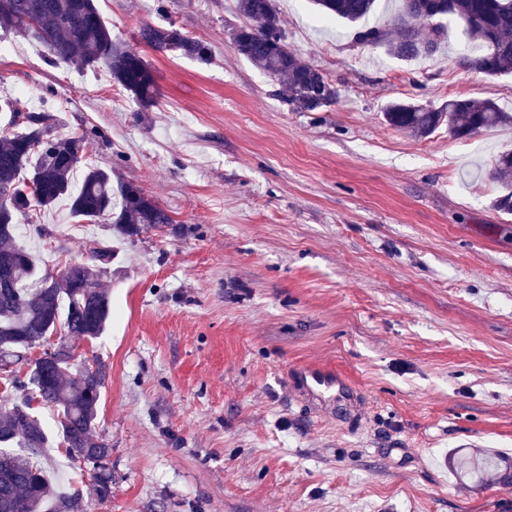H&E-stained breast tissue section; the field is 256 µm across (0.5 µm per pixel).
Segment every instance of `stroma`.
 Here are the masks:
<instances>
[{
    "mask_svg": "<svg viewBox=\"0 0 512 512\" xmlns=\"http://www.w3.org/2000/svg\"><path fill=\"white\" fill-rule=\"evenodd\" d=\"M112 36L138 46L159 91L135 105L102 68L51 64L0 28V99L46 109L57 133L96 129L88 163L115 170L172 224L117 237L66 203L17 215L42 272L109 247L112 312L73 339L107 367L96 437L112 448V495L90 465L51 449L87 512H512V484L454 477L449 455L512 458V215L491 169L512 124L456 139L391 128L384 108L491 100L512 113V75L465 67L463 24L415 61L318 26L310 0H274L285 41L337 90L291 111L279 84L232 46L237 0H95ZM175 24L209 61L138 45ZM343 372L355 412L306 399L292 373Z\"/></svg>",
    "mask_w": 512,
    "mask_h": 512,
    "instance_id": "35a3bbf8",
    "label": "stroma"
}]
</instances>
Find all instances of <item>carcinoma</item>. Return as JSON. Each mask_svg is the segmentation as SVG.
Segmentation results:
<instances>
[{
	"label": "carcinoma",
	"instance_id": "carcinoma-1",
	"mask_svg": "<svg viewBox=\"0 0 512 512\" xmlns=\"http://www.w3.org/2000/svg\"><path fill=\"white\" fill-rule=\"evenodd\" d=\"M326 19L359 23L355 36L363 44L383 46L401 60L429 57L442 43L440 20L448 15L465 22L470 42L478 52L467 63L489 76L512 73V0H402L396 31L367 26L376 0H313ZM240 14L251 24L237 29V52L281 87L288 106L296 112H322L336 101L318 103L324 94V75L288 47L273 0H237ZM42 43L51 63L62 61L78 69L102 67L112 82L125 90L140 112L156 107L157 82L149 63L136 50L112 39V28L94 0H0V25ZM139 42L157 51H178L208 60L210 47L185 35L170 23L146 25ZM11 113L20 132L0 133V366L30 365L26 373L33 395L42 406L54 407L60 420L59 436L72 459L100 463L93 475V492L104 501L112 496V448L93 438L106 365L95 362L70 375L72 347L61 341L58 356L31 361L28 351L52 335L59 320L70 336L95 339L110 317L107 291L101 284V266L111 261V250L94 247L95 265L68 267L58 277L34 281L31 255L15 245L17 214L49 210L69 201L72 217L93 223L106 218L122 236L132 238L142 227L163 228L171 216L133 183L112 185V172L94 165L85 168L80 185L73 182L85 140L95 130L61 137L52 133L47 115L21 111L11 100L0 106ZM384 121L414 136H427L441 126L456 139H468L483 130L511 124L512 114L491 101L456 99L445 108L430 104L393 102ZM498 194L496 210L512 214V151L501 153L490 173ZM48 434L33 413L32 399L0 407V512H85L78 490L62 492L40 463Z\"/></svg>",
	"mask_w": 512,
	"mask_h": 512
}]
</instances>
